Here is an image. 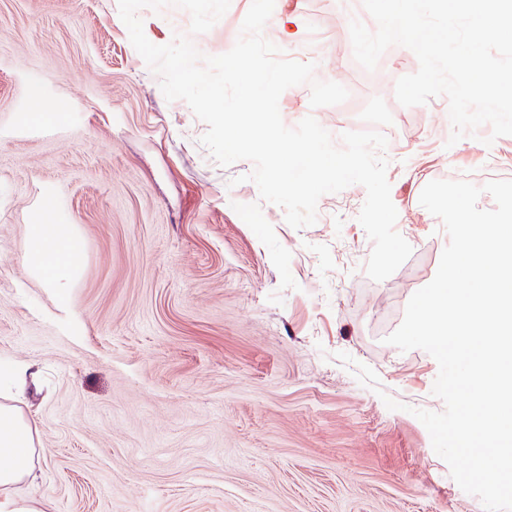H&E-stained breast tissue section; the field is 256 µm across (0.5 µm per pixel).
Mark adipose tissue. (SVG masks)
Segmentation results:
<instances>
[{"instance_id": "1", "label": "adipose tissue", "mask_w": 512, "mask_h": 512, "mask_svg": "<svg viewBox=\"0 0 512 512\" xmlns=\"http://www.w3.org/2000/svg\"><path fill=\"white\" fill-rule=\"evenodd\" d=\"M78 251L70 230L55 224L31 225L27 258L49 287H62L72 277ZM25 384V369L0 371V512H49L48 505H36L22 491L23 486L35 485L39 479L34 466L38 430L12 402Z\"/></svg>"}]
</instances>
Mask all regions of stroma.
<instances>
[{
  "label": "stroma",
  "mask_w": 512,
  "mask_h": 512,
  "mask_svg": "<svg viewBox=\"0 0 512 512\" xmlns=\"http://www.w3.org/2000/svg\"><path fill=\"white\" fill-rule=\"evenodd\" d=\"M250 5L231 0L194 46L229 51ZM351 10L373 26L361 0H278L263 36L349 91L314 109L309 85L287 89V126L310 115L335 139L388 140L395 229L412 254L379 282L365 272V188L324 195L314 225L289 226L254 183H236L253 163L217 164L206 123L166 101L118 0H0V365L35 373L31 494L52 512H484L413 414L444 409L436 360L385 339L449 241L423 187L491 157L512 179V136L485 145L484 125L453 144L446 97L401 106L396 82L417 71L415 54L394 46L363 69ZM139 16L154 44L190 34L182 8ZM33 224L76 233L69 288L45 287L29 265Z\"/></svg>",
  "instance_id": "obj_1"
}]
</instances>
